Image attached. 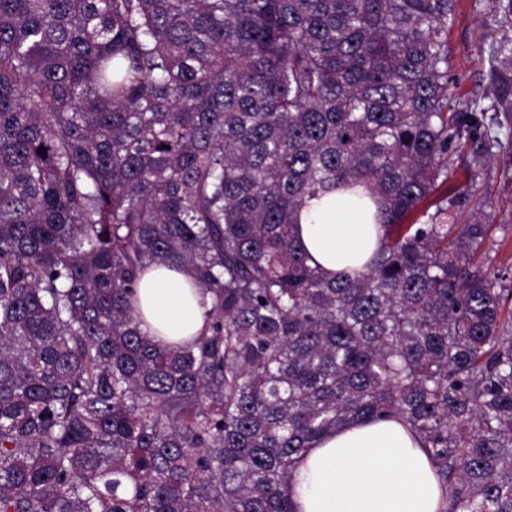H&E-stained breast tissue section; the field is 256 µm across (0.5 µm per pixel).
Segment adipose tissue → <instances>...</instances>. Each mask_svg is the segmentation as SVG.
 <instances>
[{"mask_svg": "<svg viewBox=\"0 0 512 512\" xmlns=\"http://www.w3.org/2000/svg\"><path fill=\"white\" fill-rule=\"evenodd\" d=\"M375 206L334 193L311 201L295 228L327 276L365 264L380 246ZM142 328L163 344L191 340L208 311L181 271L158 265L139 282ZM295 512H445L446 493L428 455L397 419L353 421L303 454L286 488Z\"/></svg>", "mask_w": 512, "mask_h": 512, "instance_id": "adipose-tissue-1", "label": "adipose tissue"}]
</instances>
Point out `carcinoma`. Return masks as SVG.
Segmentation results:
<instances>
[{
	"label": "carcinoma",
	"mask_w": 512,
	"mask_h": 512,
	"mask_svg": "<svg viewBox=\"0 0 512 512\" xmlns=\"http://www.w3.org/2000/svg\"><path fill=\"white\" fill-rule=\"evenodd\" d=\"M484 2L488 104L453 110L457 0H0V512H295L315 439L392 416L446 512H512L480 173L409 221L468 143L512 183V0ZM358 187L381 247L327 278L294 226ZM160 262L211 301L187 343L140 328Z\"/></svg>",
	"instance_id": "carcinoma-1"
}]
</instances>
